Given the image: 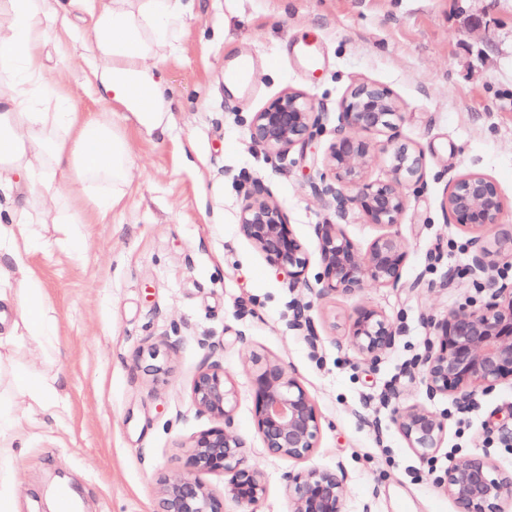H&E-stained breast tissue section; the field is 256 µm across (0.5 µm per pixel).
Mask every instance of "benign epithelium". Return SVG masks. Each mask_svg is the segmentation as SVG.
<instances>
[{
  "mask_svg": "<svg viewBox=\"0 0 512 512\" xmlns=\"http://www.w3.org/2000/svg\"><path fill=\"white\" fill-rule=\"evenodd\" d=\"M312 105L294 92H284L248 124L251 141L269 155L285 158L295 147L305 148L313 137ZM400 119L391 94L376 85L354 87L342 103L336 136L327 165L330 176L314 185L315 191L333 199L336 224H318L322 272L310 282L309 255L295 236L288 216L270 199L264 184L256 180L244 196L239 212V230L272 267L288 277V287L305 288L319 297L351 293L372 283L397 288L402 279L407 252L398 231L405 210L400 185L422 177L421 154L397 147L390 152L391 179L367 182L363 170L372 160L371 144L356 136L392 128ZM357 186L352 194L348 188ZM502 200L494 180L481 174L455 179L443 202L447 222L470 233V263L467 273L480 278L495 268L505 251H512V227L499 224ZM359 210L369 224L379 228L367 250H361L341 229L350 212ZM288 327L301 333L312 353L320 348L309 305L297 298L288 302ZM433 336L422 352L406 365L409 374L420 376L429 398L450 397L460 413L477 404V395L497 385L512 382V287L493 285L489 300L479 308L460 307L432 322ZM401 331L383 314L364 308L349 327L353 348L377 365L393 349ZM234 389L224 366L206 362L191 388L197 410L212 426L196 434L188 446L185 470L164 480L162 512H224L228 498L241 512H254L266 492L263 475L253 467L243 448L245 441L233 423ZM255 424L267 453L294 460L311 456L320 435L317 409L296 374L278 362L261 366L255 378ZM408 446L429 458L443 442L447 416L418 406L393 408ZM229 475L225 498L215 495L200 475ZM292 512H343L345 473L310 468L285 476ZM454 501L457 512H503L512 501V476L497 470L486 458L456 459L436 478Z\"/></svg>",
  "mask_w": 512,
  "mask_h": 512,
  "instance_id": "1",
  "label": "benign epithelium"
}]
</instances>
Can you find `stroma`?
Masks as SVG:
<instances>
[{
    "label": "stroma",
    "mask_w": 512,
    "mask_h": 512,
    "mask_svg": "<svg viewBox=\"0 0 512 512\" xmlns=\"http://www.w3.org/2000/svg\"><path fill=\"white\" fill-rule=\"evenodd\" d=\"M67 2L46 0L54 19L44 69L77 111L111 113L133 175L109 213L83 196L67 197L74 227L47 216L40 179L25 187L30 229L42 240L25 264L57 328L48 343L27 335L0 343V372L56 376L64 386L52 417L9 394L0 400L16 421L17 447L0 449V467L19 483L14 512H46V491L61 483L74 489L82 512H159L164 479L184 471L190 440L211 425L191 401L209 355L235 386L234 426L266 481L257 512H291L284 477L311 467L344 471L343 512H456L435 478L465 456L489 458L512 474V447L500 437L501 427L512 428V383L460 413L403 373L430 320L480 306L489 281L512 283V258L486 281L468 275L469 235L442 209L453 180L481 174L497 183L501 221L512 225V0H194L173 41L157 47L151 70L167 89L162 137L124 102L100 98L90 14ZM468 9L486 13L485 28L463 26ZM292 41L321 42L323 68L312 74L298 66L287 53ZM242 52L254 57L256 78L249 94L233 95L223 73ZM360 82L388 89L401 113L396 128L367 134L374 157L365 180L390 179L393 144L424 156L421 181L401 188L398 229L408 257L400 287L319 298L289 289L241 236L239 210L253 181H262L309 253L308 278L321 273L315 227L337 222L336 208L313 186L328 173L342 102ZM287 91L311 100L317 127L305 150L282 160L254 144L247 127ZM75 228L79 249L70 242ZM451 270L456 284L442 288ZM294 297L310 305L318 353L288 328ZM363 308L401 330L376 366L347 338ZM256 355L295 373L316 406L321 433L307 460L263 447L254 423ZM391 384L400 404L447 415L431 458L408 447L382 402Z\"/></svg>",
    "instance_id": "obj_1"
}]
</instances>
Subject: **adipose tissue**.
I'll use <instances>...</instances> for the list:
<instances>
[{"mask_svg":"<svg viewBox=\"0 0 512 512\" xmlns=\"http://www.w3.org/2000/svg\"><path fill=\"white\" fill-rule=\"evenodd\" d=\"M185 10L182 0H98L90 13L88 36L102 64L103 93L126 100L137 118L154 129L162 122L163 87L147 76L146 64L155 55V42L169 35ZM45 17L44 0H0V191L10 201L9 221L0 224V269L13 268L21 282L15 294L0 292V303L20 309L27 334L48 341L56 321L17 244L18 237L28 234L31 207L20 181L35 174L50 181L68 177V193L90 196L105 213L114 197L97 194V183L126 184L131 164L128 144L111 119L80 117L66 99L56 98L52 78L40 67L48 46ZM31 87L55 97V111H28L25 98ZM12 383L40 414L54 416L60 381L17 373Z\"/></svg>","mask_w":512,"mask_h":512,"instance_id":"adipose-tissue-1","label":"adipose tissue"}]
</instances>
